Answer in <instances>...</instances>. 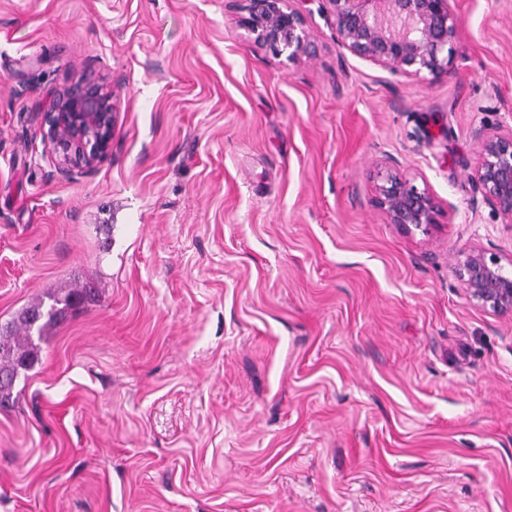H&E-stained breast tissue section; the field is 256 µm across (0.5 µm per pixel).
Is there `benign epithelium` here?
I'll use <instances>...</instances> for the list:
<instances>
[{
	"mask_svg": "<svg viewBox=\"0 0 512 512\" xmlns=\"http://www.w3.org/2000/svg\"><path fill=\"white\" fill-rule=\"evenodd\" d=\"M333 17L336 41L351 55L372 61L393 76L437 77L448 68L458 20L451 0H322ZM240 26L249 40L272 57L294 63L313 43L295 0H246ZM42 140L54 158L53 174L91 171L112 155L115 125L112 89L81 79L57 88L36 113ZM472 174L484 204L512 219V127L475 133ZM375 202L392 224L420 228L433 221L435 202L394 159L385 166ZM459 277L468 300L490 314L512 312V270L482 250L464 254Z\"/></svg>",
	"mask_w": 512,
	"mask_h": 512,
	"instance_id": "obj_1",
	"label": "benign epithelium"
}]
</instances>
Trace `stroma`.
Wrapping results in <instances>:
<instances>
[{"mask_svg":"<svg viewBox=\"0 0 512 512\" xmlns=\"http://www.w3.org/2000/svg\"><path fill=\"white\" fill-rule=\"evenodd\" d=\"M440 77H392L300 8L285 64L241 0H0V329L87 283L0 409V512H512V314L457 269L512 264L474 206L512 127V0H453ZM112 82V154L51 176L34 117ZM432 224L376 207L387 159ZM458 270L473 305L490 314L512 312V264L508 271L498 256L474 249L464 254Z\"/></svg>","mask_w":512,"mask_h":512,"instance_id":"35a3bbf8","label":"stroma"}]
</instances>
